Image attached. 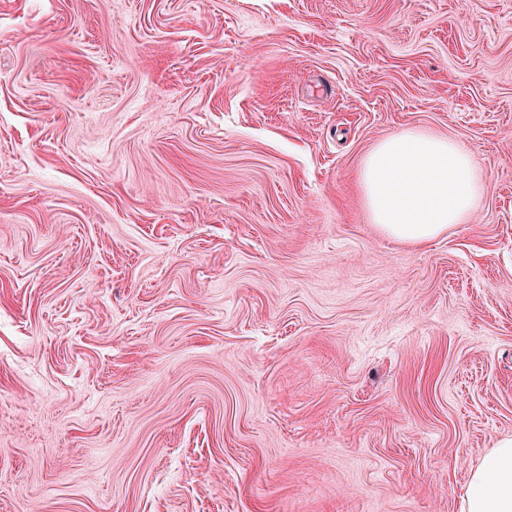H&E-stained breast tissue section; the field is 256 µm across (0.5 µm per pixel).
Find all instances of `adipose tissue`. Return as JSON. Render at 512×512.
Instances as JSON below:
<instances>
[{"label":"adipose tissue","mask_w":512,"mask_h":512,"mask_svg":"<svg viewBox=\"0 0 512 512\" xmlns=\"http://www.w3.org/2000/svg\"><path fill=\"white\" fill-rule=\"evenodd\" d=\"M359 183L373 223L410 245L465 223L489 188L471 153L418 129L380 141L364 158ZM460 512H512V436L497 439L472 469Z\"/></svg>","instance_id":"obj_1"}]
</instances>
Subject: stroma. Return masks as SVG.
I'll list each match as a JSON object with an SVG mask.
<instances>
[{
  "mask_svg": "<svg viewBox=\"0 0 512 512\" xmlns=\"http://www.w3.org/2000/svg\"><path fill=\"white\" fill-rule=\"evenodd\" d=\"M483 165L427 244L359 170ZM512 436V0H0V512H459ZM359 183L373 224L422 245L464 224L488 192L479 161L456 141L404 129L364 158Z\"/></svg>",
  "mask_w": 512,
  "mask_h": 512,
  "instance_id": "35a3bbf8",
  "label": "stroma"
}]
</instances>
